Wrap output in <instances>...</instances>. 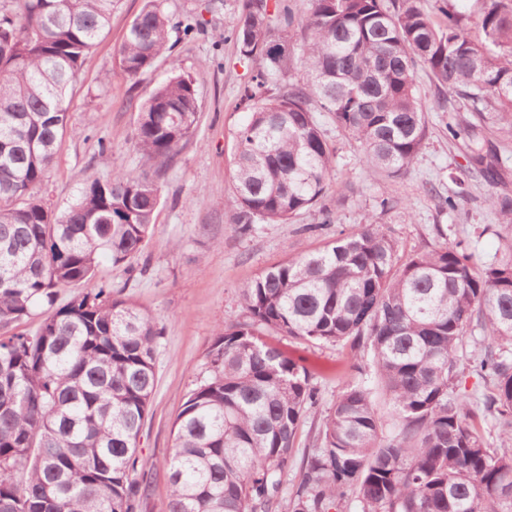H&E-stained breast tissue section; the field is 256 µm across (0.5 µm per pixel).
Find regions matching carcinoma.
Instances as JSON below:
<instances>
[{
    "mask_svg": "<svg viewBox=\"0 0 512 512\" xmlns=\"http://www.w3.org/2000/svg\"><path fill=\"white\" fill-rule=\"evenodd\" d=\"M0 5V328L42 315L33 334L0 337V512H140L152 464L138 456L156 385V319L98 281L101 258L139 254L153 230L159 187L122 170L87 181L63 212L39 196L69 131L68 96L116 0H15ZM307 38L295 53L292 31ZM481 36L452 0H293L272 25L269 0H242L228 27L253 64L236 144L234 197L244 233L322 206L336 167L311 107L333 115L363 148L365 168L406 172L427 136L416 65L450 113L448 135L484 160V131L512 144V0H488ZM189 23L145 0L117 49L136 78L174 49ZM301 64L306 81L276 97L270 82ZM199 95L176 71L139 109L143 162L171 158L195 131ZM504 251L474 261L476 245L443 242L399 257L370 219L349 235L263 271L241 290L244 318L228 319L191 390L165 460L167 512H512V197L492 196ZM73 288L59 302V292ZM372 353L323 416L298 483L284 487L302 417L315 404L305 367L267 332ZM493 382L457 391L460 350ZM387 400L379 412L374 390ZM504 443L489 446L477 418Z\"/></svg>",
    "mask_w": 512,
    "mask_h": 512,
    "instance_id": "1",
    "label": "carcinoma"
}]
</instances>
